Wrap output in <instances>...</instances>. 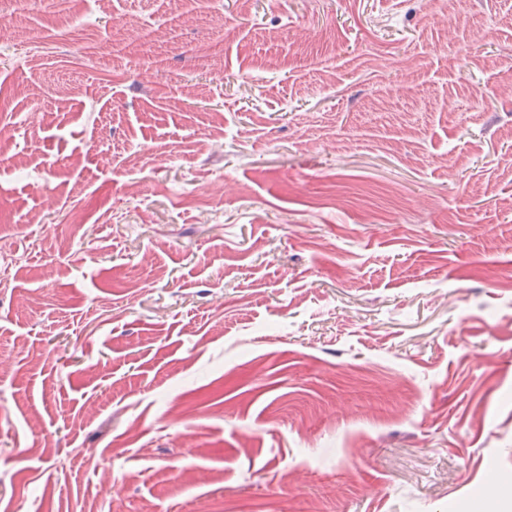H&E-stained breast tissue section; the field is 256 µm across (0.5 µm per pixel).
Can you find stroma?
Instances as JSON below:
<instances>
[{
    "instance_id": "35a3bbf8",
    "label": "stroma",
    "mask_w": 512,
    "mask_h": 512,
    "mask_svg": "<svg viewBox=\"0 0 512 512\" xmlns=\"http://www.w3.org/2000/svg\"><path fill=\"white\" fill-rule=\"evenodd\" d=\"M0 27V512H512V0Z\"/></svg>"
}]
</instances>
